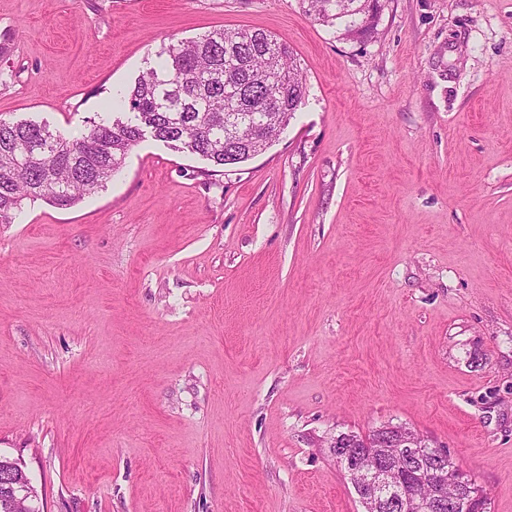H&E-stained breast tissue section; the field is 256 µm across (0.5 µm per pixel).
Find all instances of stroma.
Instances as JSON below:
<instances>
[{
  "label": "stroma",
  "instance_id": "1",
  "mask_svg": "<svg viewBox=\"0 0 512 512\" xmlns=\"http://www.w3.org/2000/svg\"><path fill=\"white\" fill-rule=\"evenodd\" d=\"M0 0V119L76 138L170 39L285 40L307 95L218 173L147 138L0 224V456L43 512H364L392 423L512 512V0ZM371 0H308V12L316 21L334 27L346 37L363 38L375 28Z\"/></svg>",
  "mask_w": 512,
  "mask_h": 512
}]
</instances>
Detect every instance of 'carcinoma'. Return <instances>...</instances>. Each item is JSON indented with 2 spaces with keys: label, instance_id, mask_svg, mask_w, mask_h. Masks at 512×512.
Here are the masks:
<instances>
[{
  "label": "carcinoma",
  "instance_id": "carcinoma-1",
  "mask_svg": "<svg viewBox=\"0 0 512 512\" xmlns=\"http://www.w3.org/2000/svg\"><path fill=\"white\" fill-rule=\"evenodd\" d=\"M314 19L363 38L375 28L370 0H308ZM306 80L286 43L260 30L214 29L193 40H170L157 61L143 72L116 104L122 118H102L73 139L45 124L0 119V224L11 223L23 201L45 199L73 207L106 184L145 135L177 152L196 155L217 169L254 158L267 149L305 100ZM380 459L396 427L376 429ZM337 454L355 451L362 436L336 435ZM425 468L409 469L398 479L397 494L408 503L421 498L424 475L441 458L420 449Z\"/></svg>",
  "mask_w": 512,
  "mask_h": 512
}]
</instances>
